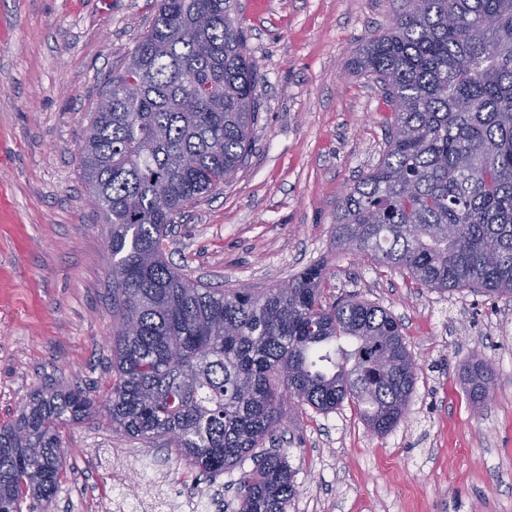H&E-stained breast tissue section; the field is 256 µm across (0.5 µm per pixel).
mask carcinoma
<instances>
[{"label": "carcinoma", "instance_id": "obj_1", "mask_svg": "<svg viewBox=\"0 0 512 512\" xmlns=\"http://www.w3.org/2000/svg\"><path fill=\"white\" fill-rule=\"evenodd\" d=\"M237 0H159L78 149L112 252V387L39 390L0 426V512H49L61 429L96 416L178 450L213 478L250 458L239 512H288L295 471L266 449L289 402L345 401L384 436L406 417L417 362L401 323L359 299L322 300L323 266L252 292L193 280L165 259L171 224L244 167L257 65ZM353 70L392 112L385 147L336 209V243L422 288L512 297V0H408ZM472 407L494 386L475 355Z\"/></svg>", "mask_w": 512, "mask_h": 512}]
</instances>
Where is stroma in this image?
Segmentation results:
<instances>
[{"instance_id":"1","label":"stroma","mask_w":512,"mask_h":512,"mask_svg":"<svg viewBox=\"0 0 512 512\" xmlns=\"http://www.w3.org/2000/svg\"><path fill=\"white\" fill-rule=\"evenodd\" d=\"M406 0H238L262 76L248 162L188 206L164 250L191 278L269 288L323 264L324 296L357 295L402 323L418 365L402 421L373 434L351 403L292 408L280 448L297 474L288 512H512V298L440 293L336 245V208L384 147L391 108L348 63ZM154 15L152 0H0V424L42 384H112V254L78 147L98 96ZM481 356L491 399L460 380ZM53 512H107L118 493L169 512H238L244 462L213 481L178 452L87 418L66 426ZM461 381L472 407L481 408L484 399L490 397L494 386L495 374L493 368L478 355L472 357L470 362L464 366Z\"/></svg>"}]
</instances>
